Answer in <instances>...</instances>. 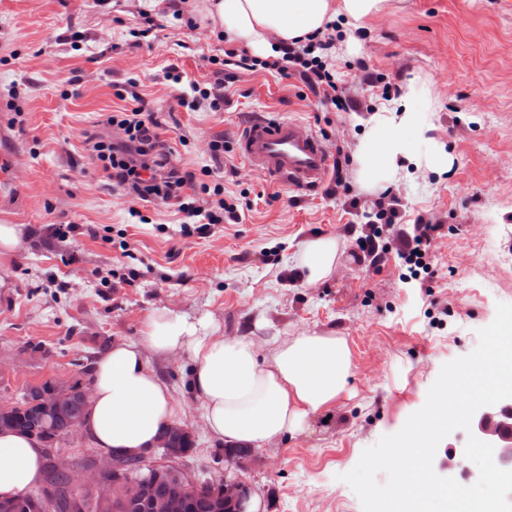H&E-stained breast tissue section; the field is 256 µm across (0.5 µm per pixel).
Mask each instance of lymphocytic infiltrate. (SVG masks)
<instances>
[{
  "instance_id": "lymphocytic-infiltrate-1",
  "label": "lymphocytic infiltrate",
  "mask_w": 512,
  "mask_h": 512,
  "mask_svg": "<svg viewBox=\"0 0 512 512\" xmlns=\"http://www.w3.org/2000/svg\"><path fill=\"white\" fill-rule=\"evenodd\" d=\"M329 47L326 40L295 42L284 49L281 57L263 60L260 66L283 79L299 78L321 105L330 104L342 110L347 100L339 92L335 74L320 56ZM108 123L122 129V136L104 140L90 134L86 141L93 159L101 161L108 180L123 188L126 196L144 202L159 199L175 206L185 218L202 215L211 224L223 223L225 216L232 214V207L220 199L205 212L193 205L189 193L197 188L196 174L172 165L171 151L158 133L159 123L142 97H135L133 107L112 114ZM437 230V225L418 220L414 233L400 238L396 247L398 258L426 268L429 246Z\"/></svg>"
}]
</instances>
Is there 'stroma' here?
Segmentation results:
<instances>
[{
	"label": "stroma",
	"mask_w": 512,
	"mask_h": 512,
	"mask_svg": "<svg viewBox=\"0 0 512 512\" xmlns=\"http://www.w3.org/2000/svg\"><path fill=\"white\" fill-rule=\"evenodd\" d=\"M202 6L180 0L177 18L143 0H0V224L27 230L22 247L0 254V403L46 380L84 379L112 342L139 341L165 310L212 316L228 336L259 318L263 340L333 332L352 352L348 394L307 430L259 450L245 478L261 512H362L341 474L424 405L442 365L475 349L497 303L512 304V0H390L354 51L325 58L353 102L346 112L321 106L300 80L223 65L226 44L202 24ZM173 66L181 82L166 78ZM219 70L223 109L178 106L193 99L191 83ZM421 81L433 110L416 148L423 159L447 156V166L411 165L383 192L363 190L362 118L401 105ZM131 88L161 121L173 162L221 188L239 223L200 231L109 183L84 136L104 132ZM259 114L300 121L328 152L343 149L344 186L297 192L253 170L236 143ZM382 194L399 217L376 245L393 246L420 218L438 225L425 280L407 279L396 257L379 263L363 251ZM313 237L341 244L333 274L315 285L294 261ZM151 365L195 431L186 468L224 470L187 387L189 356ZM466 442L452 432L433 461L442 476L455 460L465 486L476 469Z\"/></svg>",
	"instance_id": "1"
}]
</instances>
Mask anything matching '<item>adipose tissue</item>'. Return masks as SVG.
<instances>
[{"label": "adipose tissue", "mask_w": 512, "mask_h": 512, "mask_svg": "<svg viewBox=\"0 0 512 512\" xmlns=\"http://www.w3.org/2000/svg\"><path fill=\"white\" fill-rule=\"evenodd\" d=\"M389 0H206L203 17L224 38L273 59L283 44L325 32L345 17L343 42L358 43L357 32L382 14ZM418 111L381 110L367 122L357 150V179L367 190L395 182L415 162L410 138L423 134ZM337 244L307 240L295 257L307 283L328 278L336 267ZM225 335L212 319L189 320L167 312L152 316L141 341H117L95 363L91 408L84 429L97 447L120 453L152 448L184 413L170 386L148 356L188 354L193 368L188 387L199 401L209 436L229 448L260 449L286 434L305 430L312 418L335 407L353 373L345 337L307 331L259 341L265 329ZM44 454L36 439L0 433V496L13 497L42 479Z\"/></svg>", "instance_id": "ef3b65f1"}]
</instances>
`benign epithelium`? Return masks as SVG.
Segmentation results:
<instances>
[{"label": "benign epithelium", "instance_id": "benign-epithelium-1", "mask_svg": "<svg viewBox=\"0 0 512 512\" xmlns=\"http://www.w3.org/2000/svg\"><path fill=\"white\" fill-rule=\"evenodd\" d=\"M91 385H64L56 381L43 382L30 389L25 400L38 406L44 415H58L72 400L79 396L84 406H89ZM19 403H0V430L17 428ZM474 434L494 447V461L502 469L512 470V398L492 406H484L474 414ZM195 437L188 424H176L169 434L160 439L153 450L137 456L101 453L90 465L79 468L75 462L56 450L59 438H45L49 464L56 472L69 478L70 504L83 505L91 498L100 512H125V506L138 499L144 489L154 483L167 486L164 496L150 501V512H185L188 503L203 488L221 496L224 507L232 512H248L246 503L251 498L252 487L237 475H211L197 477L183 466L188 450L180 439ZM58 494L52 487L39 495L21 494L19 497L0 498V512H55Z\"/></svg>", "mask_w": 512, "mask_h": 512}]
</instances>
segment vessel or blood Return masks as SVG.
<instances>
[{
	"instance_id": "obj_1",
	"label": "vessel or blood",
	"mask_w": 512,
	"mask_h": 512,
	"mask_svg": "<svg viewBox=\"0 0 512 512\" xmlns=\"http://www.w3.org/2000/svg\"><path fill=\"white\" fill-rule=\"evenodd\" d=\"M237 152L255 170L297 191L318 188L329 172L320 138L292 119L254 117L240 134Z\"/></svg>"
}]
</instances>
